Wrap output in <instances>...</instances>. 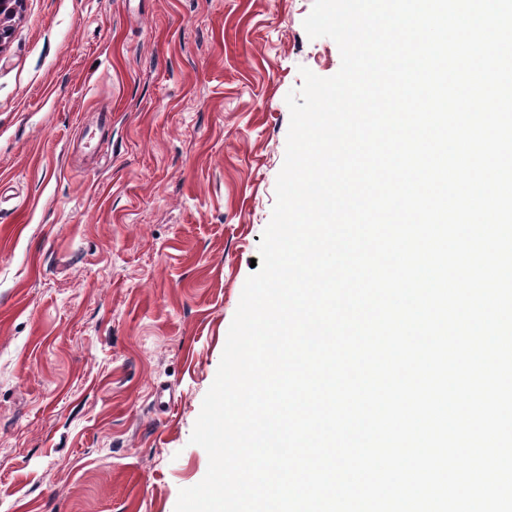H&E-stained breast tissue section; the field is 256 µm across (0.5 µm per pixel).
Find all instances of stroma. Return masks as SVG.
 Instances as JSON below:
<instances>
[{"label":"stroma","instance_id":"obj_1","mask_svg":"<svg viewBox=\"0 0 512 512\" xmlns=\"http://www.w3.org/2000/svg\"><path fill=\"white\" fill-rule=\"evenodd\" d=\"M314 0H23L0 48V512H174Z\"/></svg>","mask_w":512,"mask_h":512}]
</instances>
